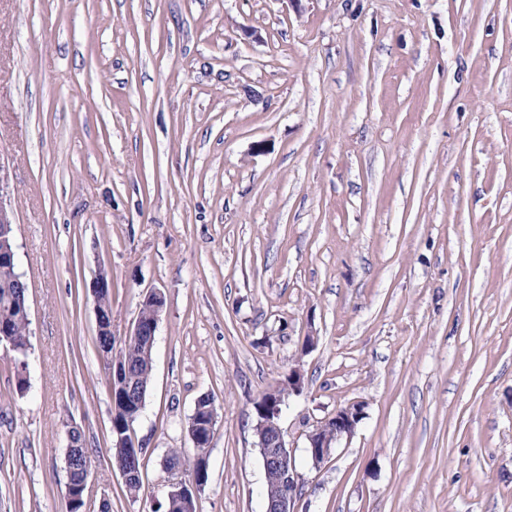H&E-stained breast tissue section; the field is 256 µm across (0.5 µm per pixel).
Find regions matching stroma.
Listing matches in <instances>:
<instances>
[{
  "label": "stroma",
  "mask_w": 512,
  "mask_h": 512,
  "mask_svg": "<svg viewBox=\"0 0 512 512\" xmlns=\"http://www.w3.org/2000/svg\"><path fill=\"white\" fill-rule=\"evenodd\" d=\"M0 172L30 303L0 512H67L74 426L111 512H156L205 394L196 512H264L254 404L295 367L297 512H512V0H0ZM101 269L114 342L165 297L135 497ZM362 415L363 406L351 403L339 407L331 416L314 426L307 435V448L314 466L318 467L324 462L334 443L353 434Z\"/></svg>",
  "instance_id": "1"
}]
</instances>
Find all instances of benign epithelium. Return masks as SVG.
Instances as JSON below:
<instances>
[{
  "mask_svg": "<svg viewBox=\"0 0 512 512\" xmlns=\"http://www.w3.org/2000/svg\"><path fill=\"white\" fill-rule=\"evenodd\" d=\"M16 224L8 218L3 205L0 204V263L12 266L16 257ZM95 302L97 323V342L100 352L105 358H112V309L100 300V295L112 288V281L105 270L100 269L87 285ZM153 303V315L148 321L136 318L125 339L140 340L149 345L154 343L158 322L164 307L163 295L153 291L144 297ZM112 378L111 399L117 398L125 404L142 406L141 389L136 383L129 365L115 364ZM303 374L294 368L288 372V390L275 394L271 413L257 420L255 436L260 449L262 464L265 468L275 470L280 482L288 486L285 495L274 493L269 495L265 512H295V501L298 496L299 478L294 460L287 446L284 432L280 425L281 405L285 396L297 395L302 391ZM363 406L351 403L336 409L331 416L318 422L308 433V452L313 465L318 467L328 457L332 445L344 437L353 434L361 421ZM69 443L66 451V472L68 496L76 501L82 500L93 492L90 459L79 457L78 449L84 443L78 439L76 431L68 432ZM196 475L191 474L171 483L168 501L183 505L189 512L195 510L194 503L197 491L201 490Z\"/></svg>",
  "mask_w": 512,
  "mask_h": 512,
  "instance_id": "benign-epithelium-1",
  "label": "benign epithelium"
}]
</instances>
